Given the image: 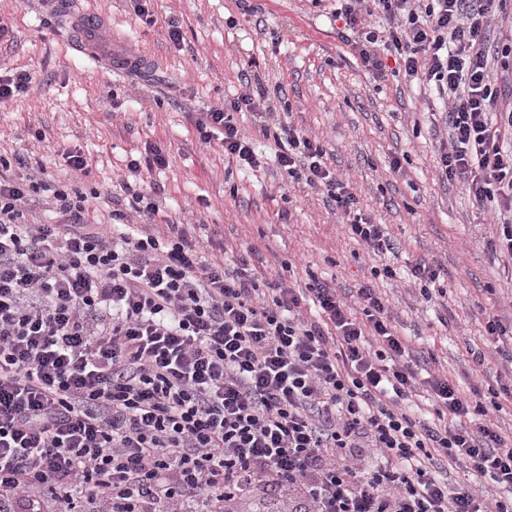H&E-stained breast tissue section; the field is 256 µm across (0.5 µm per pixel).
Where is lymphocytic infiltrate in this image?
Listing matches in <instances>:
<instances>
[{"instance_id": "1", "label": "lymphocytic infiltrate", "mask_w": 512, "mask_h": 512, "mask_svg": "<svg viewBox=\"0 0 512 512\" xmlns=\"http://www.w3.org/2000/svg\"><path fill=\"white\" fill-rule=\"evenodd\" d=\"M339 3V37L373 80L421 78L447 103L440 168L477 205L496 202L489 248L512 262V110L490 75L495 58L512 70V39L489 42L501 0ZM374 14L385 33L366 28ZM268 107L247 90L226 100L196 119L199 144L322 188L350 238L392 251L320 141L291 124L240 129L236 114ZM167 164L150 142L127 165L131 209L147 219L159 209L139 187ZM44 193L57 221L29 222ZM97 196L0 177V512H41L45 488L63 512H218L259 482L303 512H512V436L487 421V402L422 375L370 284L350 301L317 279L265 285L247 257H205L183 225L163 238L119 209L86 223ZM422 389L429 420L406 409ZM355 448L378 457L355 467ZM455 460L502 497L439 478Z\"/></svg>"}]
</instances>
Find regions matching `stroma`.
Here are the masks:
<instances>
[{"label": "stroma", "instance_id": "1", "mask_svg": "<svg viewBox=\"0 0 512 512\" xmlns=\"http://www.w3.org/2000/svg\"><path fill=\"white\" fill-rule=\"evenodd\" d=\"M106 40L126 42L144 62L115 72L93 68L74 49L68 17L51 0H0L9 26L0 65L30 71L21 100L0 104V157L24 153L32 172L52 184L100 194L89 223L108 224L128 209L121 188L127 163L147 142L169 149L152 199L167 224H192L206 255L235 259L257 252V274L272 282L333 280L342 291L373 281L397 333L432 373L460 389L494 385L502 363L485 314L512 323V266L486 243L497 235L493 204L477 207L442 174L444 106L433 86L392 78L376 82L357 52L337 35L331 4L311 0H153L147 25L134 0H84ZM180 26V43L165 22ZM263 90L273 108L266 123H292L326 150L328 166L354 189L360 207L385 225L397 247L377 258L351 239L320 188L284 184L270 167L242 173L220 150L200 147L194 123L223 106L242 79ZM78 148L87 172L65 159ZM400 161L394 171L392 161ZM440 266L431 297L410 269ZM395 278L373 277L379 263ZM484 353L477 367L472 351Z\"/></svg>", "mask_w": 512, "mask_h": 512}]
</instances>
